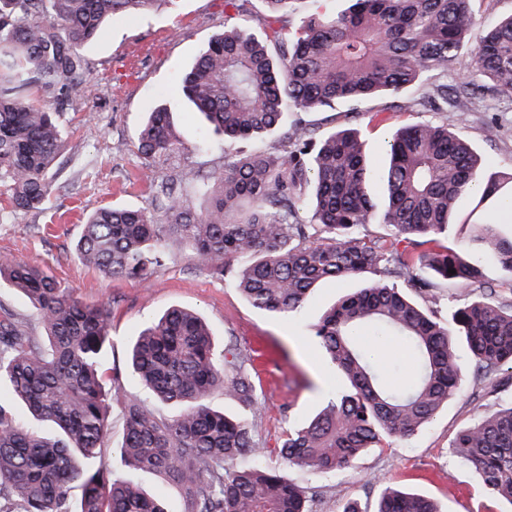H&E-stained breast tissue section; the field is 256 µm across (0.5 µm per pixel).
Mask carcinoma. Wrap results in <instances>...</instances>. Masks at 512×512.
Returning <instances> with one entry per match:
<instances>
[{"instance_id": "obj_1", "label": "carcinoma", "mask_w": 512, "mask_h": 512, "mask_svg": "<svg viewBox=\"0 0 512 512\" xmlns=\"http://www.w3.org/2000/svg\"><path fill=\"white\" fill-rule=\"evenodd\" d=\"M172 2L0 0V187L12 211L44 209L62 145L61 113L33 95L66 102L88 90L80 49L115 17ZM248 2L225 0L224 30L179 77L207 132L224 136V167L206 174L177 165L157 184L153 207L98 208L83 225L77 259L106 279L144 280L178 247L200 269L233 273L253 308L280 315L298 311L322 282L392 262L420 301L379 279L330 309L314 336L344 387L270 451L253 427L209 405L217 388L251 408L256 398L250 357L231 339L217 346L201 316L172 306L129 348V374L159 403L181 406L163 420L125 393L121 371L107 376L106 306L81 301L36 264L0 260V281L28 297L44 332L32 335L0 307V487L17 504L0 505V512H168L100 455L114 403L124 410L117 448L124 467L181 486L186 512H308L305 490L257 460L273 452L283 467L335 475L382 437L413 434L464 387L455 355L460 337L485 372L512 364V299H476L443 322L433 313L429 280L482 288L487 261L512 273V225L491 221L496 210L512 208V170L481 176L482 159L443 124L397 128L380 171L351 129L320 136L301 117L285 125L290 112L327 111L338 101L357 111L432 77L422 104L447 111L441 78L478 25L472 0H350L333 16L296 7L307 0H263L271 15L260 34L246 19ZM471 68L492 90L512 95V15L480 38ZM275 133L272 152L235 148ZM136 147L152 173L185 150L167 108L148 114ZM376 183L386 198L380 214L371 195ZM188 187L207 198L203 211L188 201ZM470 193L474 206L461 221L457 204ZM377 219L391 240L362 233ZM461 222L474 233L460 251L432 249L427 277L414 267L412 252L398 248L432 244ZM367 329L395 336L414 352L418 371L404 387L383 385L380 357L359 348ZM453 448L479 469L491 494L512 502V402L460 431ZM376 512L440 510L425 496L389 486Z\"/></svg>"}]
</instances>
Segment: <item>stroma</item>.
<instances>
[{
  "instance_id": "35a3bbf8",
  "label": "stroma",
  "mask_w": 512,
  "mask_h": 512,
  "mask_svg": "<svg viewBox=\"0 0 512 512\" xmlns=\"http://www.w3.org/2000/svg\"><path fill=\"white\" fill-rule=\"evenodd\" d=\"M225 0H175L173 7L132 19L117 18L102 36L85 46L92 93L72 99L63 116V147L53 169L55 189L44 210L0 211V258L33 262L87 303L106 304L112 312V345L106 368H125L127 348L138 331L170 306L204 317L216 343L234 339L252 362L258 412L215 392L213 408L253 424L269 446L313 416L335 393L340 377L328 370L312 334L323 312L342 295L360 287L362 278L331 281L317 288L304 306L287 317L260 312L239 294L232 275L200 271L191 255L174 250L169 262L143 282L105 279L78 262L74 246L86 212L99 207L149 206L154 179L146 173L136 135L147 112L163 106L186 146L177 163L217 171L224 164V140L212 136L197 150L201 122L188 112L175 80L224 28ZM466 121H459V114ZM309 124L328 132L358 128L375 166L386 161L385 141L392 127L404 123L447 124L467 140L495 171L512 169V95L463 99L445 112H406L400 100L367 102L360 113L345 106L307 114ZM489 288H463L435 281L433 306L438 318L476 297L500 300L512 294V274L488 265ZM367 350H382V378L396 386L415 368L412 353L393 336L365 335ZM465 375L463 391L449 400L427 425L408 437H383L344 471L316 475L293 466L289 480L304 487L310 512H345L357 502L362 512H376L383 488L397 486L436 500L442 512H512V503L489 494L474 466L461 462L452 443L476 419L512 401V365L485 374L465 342L456 344Z\"/></svg>"
}]
</instances>
